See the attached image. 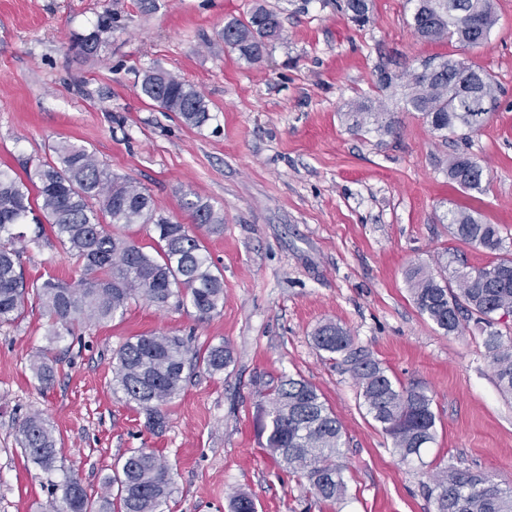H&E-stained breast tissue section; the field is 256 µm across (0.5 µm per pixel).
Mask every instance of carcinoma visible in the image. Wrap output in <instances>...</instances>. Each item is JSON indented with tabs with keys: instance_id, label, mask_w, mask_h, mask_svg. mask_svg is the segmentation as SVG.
I'll use <instances>...</instances> for the list:
<instances>
[{
	"instance_id": "obj_1",
	"label": "carcinoma",
	"mask_w": 512,
	"mask_h": 512,
	"mask_svg": "<svg viewBox=\"0 0 512 512\" xmlns=\"http://www.w3.org/2000/svg\"><path fill=\"white\" fill-rule=\"evenodd\" d=\"M343 10L363 27L369 22L370 0H344ZM412 21L423 40H453L473 48L489 36L497 16L492 0H415ZM112 22L106 9L92 32L75 35L72 44L81 47L79 55L97 56L112 33ZM280 36L277 14L263 7L224 24V43L250 64L262 62L268 43ZM430 68L427 74H408L407 111L419 113L437 132L467 136L478 131L484 119L476 118V108L494 107L500 95L497 83L464 60L446 58ZM140 90L187 126L201 128L211 120L203 94L171 73L148 72ZM382 115L380 108L364 102L345 113L356 128L372 121L388 133L392 123H380ZM448 178L466 192L480 193L485 170L474 158L458 153L448 163ZM184 206L199 228L216 231L224 224V213L207 201L187 199ZM29 222L35 229L28 235L20 227ZM133 224L152 225V250L123 233ZM448 228L456 240L495 259L481 268H455L447 277L421 265L410 268L406 280L416 308L448 334L461 328L466 313L478 315L488 327L496 321L508 323L512 257L504 254L499 225L454 208L448 210ZM52 236L74 259L78 278L27 281L23 254L41 250ZM30 297L47 318L46 335L59 339L75 335L81 326L122 316L139 299L163 309L174 298L206 319L223 307L224 277L200 239L186 225L160 214L146 188L110 171L86 146L60 140L49 146V158L25 167L24 177L0 170V327L13 324ZM312 339L318 349L344 356L367 414L391 438L400 460L423 462V450L436 439V414L427 388L406 387L391 378L378 361L354 349L350 332L332 320L319 324ZM483 347L500 390L511 396L512 336L491 330L483 337ZM232 361L230 347L222 343L201 350L179 336L141 335L126 341L112 357V382L144 412L148 426L160 430L165 426L162 406L181 393L188 372L200 365L222 372ZM55 362L48 348L30 360L41 385L54 382ZM260 395L264 448L306 478L319 499L343 498L346 482L336 464L344 445L343 426L317 388L301 377L285 376ZM19 434L27 459L47 475L58 470L60 438L48 420L33 413ZM432 480L436 512H512V488L501 487L488 474L446 469L434 473ZM106 484L116 494L98 503L74 478L57 484L63 512H160L172 494L170 467L150 448L120 456ZM230 512H257V506L247 493L238 492L231 498Z\"/></svg>"
}]
</instances>
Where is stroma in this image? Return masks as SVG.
Here are the masks:
<instances>
[{"label": "stroma", "instance_id": "1", "mask_svg": "<svg viewBox=\"0 0 512 512\" xmlns=\"http://www.w3.org/2000/svg\"><path fill=\"white\" fill-rule=\"evenodd\" d=\"M341 2L0 0V167L45 159L49 145L67 139L145 186L171 220L191 224L184 201L195 197L224 213L220 231H196L224 276V306L210 318L139 300L57 340L30 302L0 328V512H55L53 483L67 477L100 497L115 458L132 448L153 449L170 465L163 512H229L237 491L257 512H435L430 476L447 466L512 486V398L497 387L480 324L444 333L420 314L406 282L418 264L490 263L453 239L449 209L475 211L512 242V0H494L497 24L474 48L421 40L412 0H371L363 27ZM259 5L278 14L282 36L251 65L221 32ZM108 7L119 26L98 56L70 51L71 35L93 30ZM448 56L480 66L501 88L496 110L465 140L433 131L403 96L407 72ZM150 69L193 84L210 121L187 127L145 99ZM384 71L391 87L380 81ZM364 100L381 105L394 132L345 120ZM463 150L487 169L482 192L448 179L450 156ZM22 262L31 281L74 275L56 242ZM325 320L347 328L393 378L427 387L437 437L422 462H400L342 356L315 348L311 334ZM150 333L188 337L198 349L224 342L234 356L224 371L196 370L164 406L159 432L112 386L113 352ZM47 347L58 364L45 388L30 358ZM284 375L316 386L343 424L339 502L321 501L261 446L257 390ZM33 412L63 441L51 478L19 444Z\"/></svg>", "mask_w": 512, "mask_h": 512}]
</instances>
